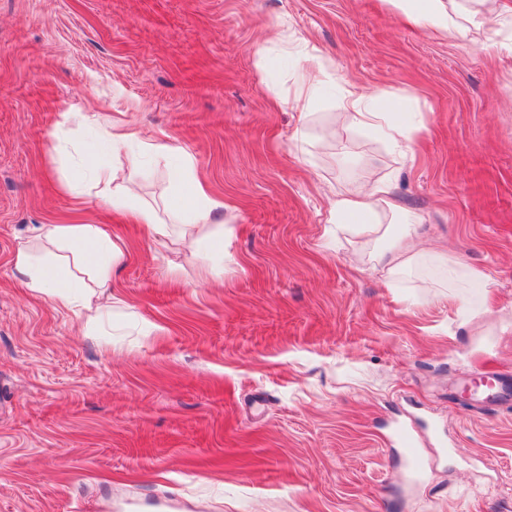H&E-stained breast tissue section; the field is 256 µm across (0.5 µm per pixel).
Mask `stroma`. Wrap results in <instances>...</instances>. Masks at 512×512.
<instances>
[{
  "mask_svg": "<svg viewBox=\"0 0 512 512\" xmlns=\"http://www.w3.org/2000/svg\"><path fill=\"white\" fill-rule=\"evenodd\" d=\"M484 39L388 0H0V512H512V392L462 391L512 381V56ZM307 58L327 79L303 120ZM352 84L403 97L407 155L337 124ZM129 121L193 158L223 257L67 191ZM99 159L167 217L170 159ZM363 168L421 219L392 283L328 222L323 184ZM47 224L124 241L111 350L15 276ZM396 437L399 448H406L411 467L416 471L421 470L424 463L418 452L414 433L406 428H399L396 431Z\"/></svg>",
  "mask_w": 512,
  "mask_h": 512,
  "instance_id": "1",
  "label": "stroma"
}]
</instances>
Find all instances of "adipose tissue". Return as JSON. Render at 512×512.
<instances>
[{
	"label": "adipose tissue",
	"instance_id": "ef3b65f1",
	"mask_svg": "<svg viewBox=\"0 0 512 512\" xmlns=\"http://www.w3.org/2000/svg\"><path fill=\"white\" fill-rule=\"evenodd\" d=\"M415 25L430 28L445 37H463L470 29L482 28L499 50L512 54V0H391ZM347 126L378 131L392 150L408 149L412 127L398 120V101L362 87L347 88L342 103ZM190 156H182L173 168L174 182L183 191L175 199V211L192 212L196 221L208 228L206 238L195 237L191 226L173 233L151 207L139 201L134 182L119 185L112 171L96 167L83 188L98 202L130 209L135 221L146 226L157 240L178 235L191 253L224 251V220L220 202L213 200L193 172ZM361 187L330 196L329 214L333 224L365 237L372 263L387 279H396L417 256L412 248L411 225L419 218L398 204L391 180L373 177L370 171L359 176ZM406 230L395 233V225ZM125 255L120 240L104 234L95 224H56L37 236L35 244L17 249L13 268L29 292L52 301L56 308L75 316L86 337H99L104 315L119 299L110 288L112 272Z\"/></svg>",
	"mask_w": 512,
	"mask_h": 512
}]
</instances>
